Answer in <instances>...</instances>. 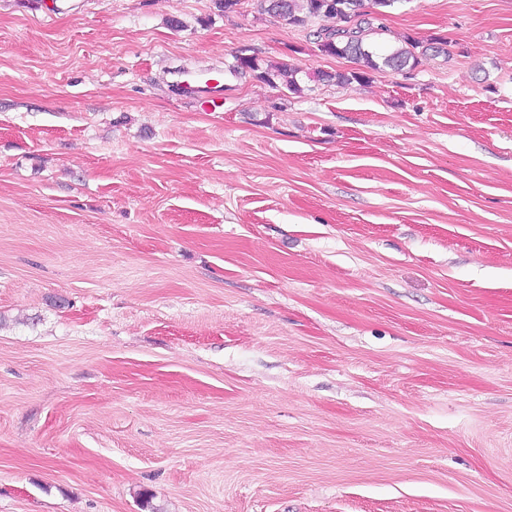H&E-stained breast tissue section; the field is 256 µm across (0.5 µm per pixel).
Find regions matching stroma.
I'll return each instance as SVG.
<instances>
[{
    "label": "stroma",
    "mask_w": 512,
    "mask_h": 512,
    "mask_svg": "<svg viewBox=\"0 0 512 512\" xmlns=\"http://www.w3.org/2000/svg\"><path fill=\"white\" fill-rule=\"evenodd\" d=\"M320 25L0 0V512H512V0ZM259 11L298 27L313 17L331 21L314 32L318 49L337 58L349 59L358 68L347 72L319 71L313 76L319 82L336 84L356 81L367 83L371 73L390 69L397 72L413 70L428 55L450 56L451 42L446 38L417 39L407 37L403 44L382 50L375 35L387 31L382 22L388 8L398 0H256ZM431 52V54H430ZM234 73L251 74L254 78L275 88L285 89L291 94H300L302 86L301 69L289 62L264 63L254 54L235 55Z\"/></svg>",
    "instance_id": "stroma-1"
}]
</instances>
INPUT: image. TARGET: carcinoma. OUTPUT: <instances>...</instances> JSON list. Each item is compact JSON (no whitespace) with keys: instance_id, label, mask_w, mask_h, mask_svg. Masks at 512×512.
<instances>
[{"instance_id":"carcinoma-1","label":"carcinoma","mask_w":512,"mask_h":512,"mask_svg":"<svg viewBox=\"0 0 512 512\" xmlns=\"http://www.w3.org/2000/svg\"><path fill=\"white\" fill-rule=\"evenodd\" d=\"M259 11L298 27L313 17L333 25H324L314 32L318 49L337 58L349 59L357 68L347 72L315 74L319 82L337 84L356 81L367 83L374 72L390 69L397 72L413 70L428 55L450 56V41L442 37L417 39L408 37L403 44L389 50L381 49L374 37L386 31V12L398 0H256ZM235 73L254 78L291 94L303 91L301 69L289 62L264 63L254 54L235 56Z\"/></svg>"}]
</instances>
